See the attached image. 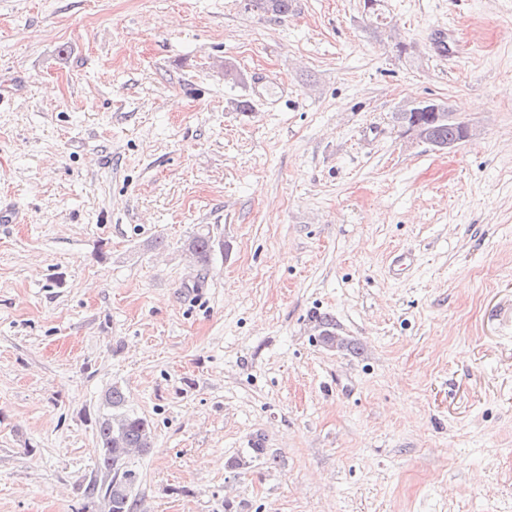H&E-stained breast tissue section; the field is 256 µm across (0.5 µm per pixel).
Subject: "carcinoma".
I'll list each match as a JSON object with an SVG mask.
<instances>
[{
    "label": "carcinoma",
    "mask_w": 512,
    "mask_h": 512,
    "mask_svg": "<svg viewBox=\"0 0 512 512\" xmlns=\"http://www.w3.org/2000/svg\"><path fill=\"white\" fill-rule=\"evenodd\" d=\"M251 2L256 10L277 15L287 14L291 6V0ZM448 112L446 107L437 117L432 112L421 113V117L432 119L435 135L444 143L461 138L463 127L462 122L448 119ZM214 248V239L206 229L198 230L185 244V252L202 267L210 263ZM96 444L97 469L87 481L84 495L103 503L108 512H136L133 490L140 475L127 449L140 448L148 453L154 447V431L146 418L127 407L124 393L116 386L105 393L100 404Z\"/></svg>",
    "instance_id": "obj_1"
}]
</instances>
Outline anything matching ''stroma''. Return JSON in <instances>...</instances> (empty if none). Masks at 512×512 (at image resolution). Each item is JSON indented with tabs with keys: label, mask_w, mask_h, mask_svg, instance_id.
I'll use <instances>...</instances> for the list:
<instances>
[{
	"label": "stroma",
	"mask_w": 512,
	"mask_h": 512,
	"mask_svg": "<svg viewBox=\"0 0 512 512\" xmlns=\"http://www.w3.org/2000/svg\"><path fill=\"white\" fill-rule=\"evenodd\" d=\"M0 88V512H101L114 386L137 512H512V0H0ZM444 105V110L438 115L439 118L434 116V112H417L421 113L422 118H432L433 121V127L429 124L424 122L423 120H419L416 116L413 117V119L407 123L411 112H409L410 109H414V111H430V110H437L439 108L438 104L435 102L430 101H415V102H409L401 106V109L403 111H397L393 113V121L397 119L399 122L402 123L403 128L405 129V132L409 134L413 139L426 142L428 144H431L432 146L439 148L440 150L449 149L454 147L457 143L461 141L469 140L473 137V130L468 126L464 125V132H463V138L460 141H456L459 138H461V130L463 127V123L460 121L450 120L449 118L456 119L453 112H451L448 108V104L445 102H440ZM441 140L443 143H440L435 136ZM449 140V141H448ZM185 247V252L201 267L210 263L213 252L215 251L214 239L211 237L210 231L206 229H200L194 233L187 240ZM98 464L89 478L84 495L108 508L107 512H135L133 494L140 475L135 459L127 455V448H142L147 454L154 446V431L149 421L129 409L122 390L112 387L100 404L96 421Z\"/></svg>",
	"instance_id": "obj_1"
}]
</instances>
